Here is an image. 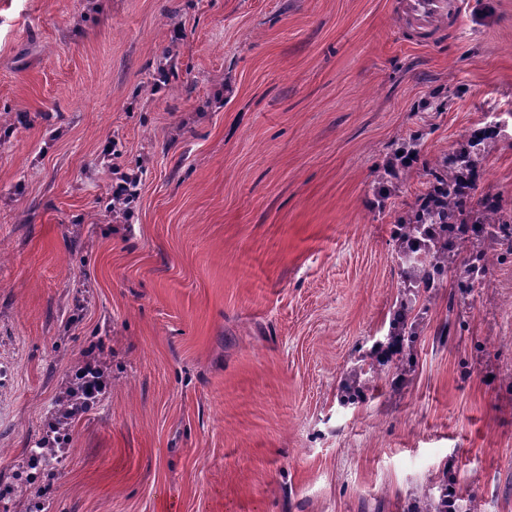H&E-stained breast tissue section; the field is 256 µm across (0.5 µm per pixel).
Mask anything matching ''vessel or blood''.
I'll use <instances>...</instances> for the list:
<instances>
[{
	"instance_id": "vessel-or-blood-1",
	"label": "vessel or blood",
	"mask_w": 512,
	"mask_h": 512,
	"mask_svg": "<svg viewBox=\"0 0 512 512\" xmlns=\"http://www.w3.org/2000/svg\"><path fill=\"white\" fill-rule=\"evenodd\" d=\"M397 17L404 24L413 43L426 45L443 31L445 19H460L464 0H397Z\"/></svg>"
}]
</instances>
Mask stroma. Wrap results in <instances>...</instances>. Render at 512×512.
<instances>
[{
  "label": "stroma",
  "mask_w": 512,
  "mask_h": 512,
  "mask_svg": "<svg viewBox=\"0 0 512 512\" xmlns=\"http://www.w3.org/2000/svg\"><path fill=\"white\" fill-rule=\"evenodd\" d=\"M394 2L0 0V474L85 353L105 370L44 512H407L446 470L512 512V263L416 296L414 371L342 400L406 297L392 230L427 174L378 201L398 143L498 119L477 191L512 214V0L429 46ZM115 180L113 179L111 186V201L112 211L115 213L125 214V210H132V204L138 198L137 186L140 180L137 174L132 172H120L119 168L113 172Z\"/></svg>",
  "instance_id": "stroma-1"
}]
</instances>
